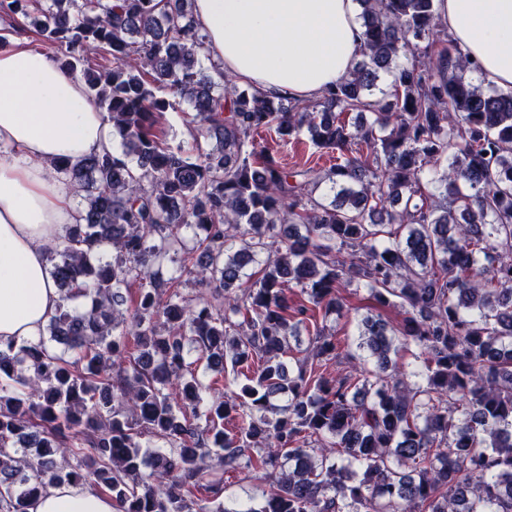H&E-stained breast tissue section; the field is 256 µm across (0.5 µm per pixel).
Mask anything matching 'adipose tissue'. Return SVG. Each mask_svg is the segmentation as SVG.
Instances as JSON below:
<instances>
[{
  "instance_id": "ef3b65f1",
  "label": "adipose tissue",
  "mask_w": 512,
  "mask_h": 512,
  "mask_svg": "<svg viewBox=\"0 0 512 512\" xmlns=\"http://www.w3.org/2000/svg\"><path fill=\"white\" fill-rule=\"evenodd\" d=\"M486 86L512 88V0H435ZM211 62L272 97L313 99L364 48L356 0H193ZM119 149L83 82L29 39L0 49V347L35 343L61 296L47 259L76 221L60 160ZM28 512H115L91 485L50 487Z\"/></svg>"
}]
</instances>
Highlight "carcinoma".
<instances>
[{"label": "carcinoma", "instance_id": "carcinoma-1", "mask_svg": "<svg viewBox=\"0 0 512 512\" xmlns=\"http://www.w3.org/2000/svg\"><path fill=\"white\" fill-rule=\"evenodd\" d=\"M358 2L362 58L306 102L204 67L191 0H0V48L31 34L122 138L57 165L82 200L48 254L59 350L0 349V512L83 484L117 512H512V91L465 76L434 0ZM165 90L213 147L169 146ZM260 129L336 163L290 168ZM352 286L404 317L343 353L324 321ZM343 357L372 368L329 376ZM201 361L232 373L206 406ZM144 436L168 444L147 474ZM226 473L260 504L223 502Z\"/></svg>", "mask_w": 512, "mask_h": 512}]
</instances>
